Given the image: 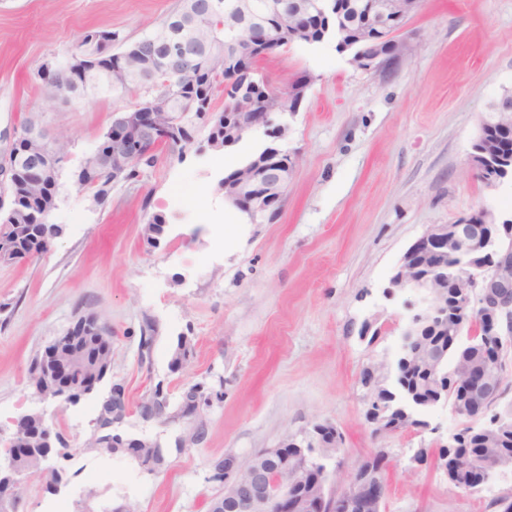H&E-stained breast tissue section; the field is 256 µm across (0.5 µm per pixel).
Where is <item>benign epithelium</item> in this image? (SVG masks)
<instances>
[{
	"mask_svg": "<svg viewBox=\"0 0 512 512\" xmlns=\"http://www.w3.org/2000/svg\"><path fill=\"white\" fill-rule=\"evenodd\" d=\"M421 0H379L376 13L344 29L339 42L342 50H354L353 63L364 70L379 68L385 63L401 58L407 44L396 38L394 26L418 11ZM224 12V47L235 50L227 58L224 72L225 84L235 89L238 110L224 113V146H232L235 140L261 126L271 124L270 113L253 111V71L248 61L255 44L238 37L239 30L251 24L256 11L254 0H229L221 4L218 0H205L202 8L191 12V25L206 22L211 16ZM332 11L339 16L341 7L336 0H314L313 8L307 9L295 2L284 7V0H263L262 13L267 19L283 21L294 17L301 22L296 35L311 30H323L325 13ZM166 47L165 66L169 78L179 82L189 72L193 41L189 37L166 38L164 33L151 32L145 36L140 48L145 51V67L141 70L144 79L152 78L156 45ZM306 87L287 89L275 93L280 105L277 112H292L289 103L303 99ZM142 129V134L154 137L149 127L142 126V113L135 109L118 113L112 121V130ZM18 131L0 133V187L9 185L16 175L19 154L12 152ZM136 151L118 137L113 140L112 154L99 159L105 166L123 167L135 159ZM468 164L481 176L491 190L498 189L512 179V97L496 105L492 122L483 124ZM293 168L290 160L279 155L275 148L250 163L243 171L224 180V200L241 204L251 220L271 213L288 186ZM446 251L451 252L452 265L430 264L432 257ZM391 287L410 289L418 295V303L400 328L401 356L398 362L407 360V354L417 337L428 329L435 332L446 329L444 315L448 307H461L462 312L479 313L494 336L499 348L512 350V216L504 217L483 207L477 217L457 224H431L426 232L404 253L400 265L391 277ZM479 332L465 329L460 323L455 333L457 348L465 352L475 346ZM428 371L440 384L441 391L426 402H417L406 396L395 403V411L407 418L417 412L448 404V387L462 383L459 372L444 373L440 362L426 360ZM92 373V366L78 356L63 360L51 344L43 355L41 376L44 385L36 386V393L44 401L60 407L74 405L92 393L98 381L81 383L83 377ZM505 365H497L485 376V384L479 397L464 394L453 403V413L467 422L469 428L477 427L488 435H496L512 428V404L491 416L483 410L484 403L501 398ZM112 410L100 416L103 425L112 424L125 414V404L118 393L112 390L109 398ZM15 436L5 459L0 460V509L16 499L21 476L28 473L31 460L39 463L41 473L49 477V483L57 486L62 482V471L48 465L53 452L51 423L42 412L20 415L15 420ZM319 446V460L331 462L342 454L343 448L336 430L328 424L313 425L309 439L299 441L292 435L283 439L275 448H265L258 454L241 458L227 454L217 462L213 477L221 480L224 495L217 497L212 512H322L328 505L329 512H380L385 496V485L378 470L368 461L344 473L343 483L336 485L341 464L332 470L323 469L326 476L324 494L320 504H315L306 493L303 475L307 462L294 460L306 457L309 449ZM512 471V454L503 453L492 463L478 471L466 491L474 492L503 471Z\"/></svg>",
	"mask_w": 512,
	"mask_h": 512,
	"instance_id": "1",
	"label": "benign epithelium"
}]
</instances>
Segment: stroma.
Listing matches in <instances>:
<instances>
[{
  "label": "stroma",
  "instance_id": "35a3bbf8",
  "mask_svg": "<svg viewBox=\"0 0 512 512\" xmlns=\"http://www.w3.org/2000/svg\"><path fill=\"white\" fill-rule=\"evenodd\" d=\"M177 0H0V129L36 113L51 136L68 140L61 162L62 227L33 261L0 263V453L20 414L43 411L63 441L51 490L26 475L15 512H211L223 492L213 481L225 454L241 457L335 425L345 468L377 449L391 466L382 512H495L512 492L501 473L463 494L417 449L438 456L463 423L449 406L428 411L427 428L379 436L365 417L363 368L394 361L412 293L386 296L403 254L432 224H456L488 206L512 212V184L486 188L467 156L488 107L512 94V0H423L399 33L406 55L383 68L357 67L335 38L296 43L257 69L276 88L312 82L285 135L257 131L226 150L206 144L159 147L135 183L94 202L72 175L132 95L100 93L48 100L36 78L64 60L88 29L112 31L123 50L175 9ZM273 147L295 163L274 219L232 212L220 183L228 160L244 164ZM190 195L178 213L171 190ZM165 216L158 247L150 214ZM112 328V360L96 390L60 408L29 383L32 361L80 318ZM190 353L172 359L179 341ZM120 388L126 411L102 427L103 401ZM199 406L184 413L185 396ZM162 393V415L143 408ZM110 434L152 439L165 450L158 469L101 448Z\"/></svg>",
  "mask_w": 512,
  "mask_h": 512
}]
</instances>
